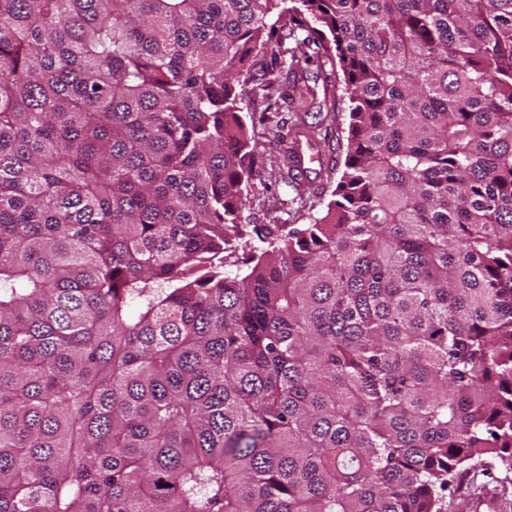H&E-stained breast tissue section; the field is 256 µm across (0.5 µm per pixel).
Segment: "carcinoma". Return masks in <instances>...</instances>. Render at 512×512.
Masks as SVG:
<instances>
[{"label":"carcinoma","instance_id":"cac0c4a2","mask_svg":"<svg viewBox=\"0 0 512 512\" xmlns=\"http://www.w3.org/2000/svg\"><path fill=\"white\" fill-rule=\"evenodd\" d=\"M293 2L0 0V512L512 479V0ZM290 38L342 72L343 168L242 274L239 103Z\"/></svg>","mask_w":512,"mask_h":512}]
</instances>
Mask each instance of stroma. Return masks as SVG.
I'll list each match as a JSON object with an SVG mask.
<instances>
[{"mask_svg":"<svg viewBox=\"0 0 512 512\" xmlns=\"http://www.w3.org/2000/svg\"><path fill=\"white\" fill-rule=\"evenodd\" d=\"M269 80L282 94L279 112L287 127L280 139L264 127L255 129L265 168L262 178L251 182L248 202L237 219L254 250L264 247L257 230L271 227L284 235L323 214L339 177L333 166L343 159L336 142L344 138L349 121L341 73L320 66L317 59L293 68L277 67ZM295 141L305 155H316L317 160L294 179L283 158Z\"/></svg>","mask_w":512,"mask_h":512,"instance_id":"1","label":"stroma"}]
</instances>
